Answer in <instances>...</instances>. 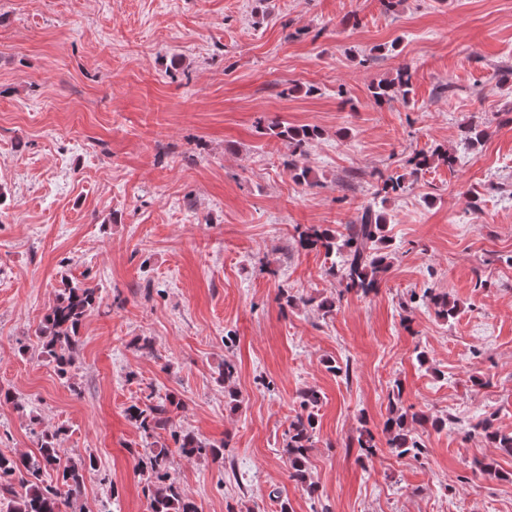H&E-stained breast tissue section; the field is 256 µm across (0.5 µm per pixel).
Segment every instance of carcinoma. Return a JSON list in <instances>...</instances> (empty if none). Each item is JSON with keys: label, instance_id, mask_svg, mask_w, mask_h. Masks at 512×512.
<instances>
[{"label": "carcinoma", "instance_id": "cac0c4a2", "mask_svg": "<svg viewBox=\"0 0 512 512\" xmlns=\"http://www.w3.org/2000/svg\"><path fill=\"white\" fill-rule=\"evenodd\" d=\"M412 91L408 68L399 69L390 80L380 81L370 88L374 102L381 104L397 97L408 99ZM270 134L288 143V169L299 182H309L310 168L305 164L311 143L321 136L317 127L289 126L275 123L268 127ZM487 135L484 124L471 120L462 126L463 140L474 145ZM456 157L441 149L416 153L409 164L411 174L416 175L433 164L453 167ZM378 193L398 195L406 189L405 175H380ZM386 217L381 211L367 206L357 222L348 224L345 232L338 233L325 224H306L297 227L298 243L304 248L324 253L330 266L325 274L336 279L338 297L354 293L366 296L376 291L393 266L395 253L389 251L385 235ZM336 297V298H338ZM336 298L324 299L319 308L331 313L336 308ZM421 300L431 303L443 318L454 317L456 303L448 296L437 294L431 288L424 289ZM101 296L96 288L65 281L55 299L40 321L35 336L40 345V356L54 365L61 378H70L76 370L77 354L83 345L80 329L87 316L100 306ZM236 365L224 361L219 371L220 380L229 387L230 399L238 397L231 388L235 382ZM321 402V394L307 388L300 394L301 412L288 424L285 432L283 456L288 462V478L304 486L309 494L315 493V485L309 482V452L317 443L315 409ZM388 417L383 433L385 445L397 456L410 455L418 458L427 448L415 433L414 425H431L441 429L446 420L415 412L402 404V386L394 382L388 393ZM180 408V402L172 395L161 397L150 391L143 399L126 410L127 419L146 439V451L130 450L138 458V465L146 474L147 495L151 500V512H197L195 504L186 496L170 472L168 446L156 440L160 432L169 433L181 453L187 458L210 456L224 460V445H216L193 434H179L174 430L172 414ZM485 441L501 454L512 456V433H503L494 427L489 418L473 426ZM64 429L57 427L44 430L38 436L39 451L36 455L5 456L0 454V512H62V507H76L77 498L84 483L85 473L96 466L92 455L62 459L57 441ZM358 448L367 459L377 456L379 441L371 430L365 428L357 437ZM21 491H16L14 484Z\"/></svg>", "mask_w": 512, "mask_h": 512}]
</instances>
